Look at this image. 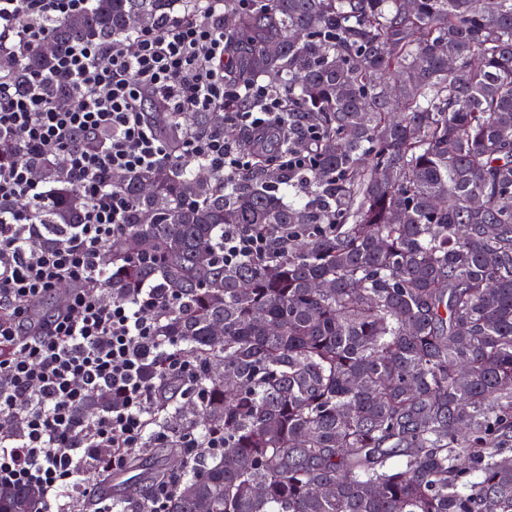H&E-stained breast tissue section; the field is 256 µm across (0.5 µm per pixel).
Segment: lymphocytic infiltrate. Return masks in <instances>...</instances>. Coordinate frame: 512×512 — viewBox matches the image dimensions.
<instances>
[{
  "instance_id": "obj_1",
  "label": "lymphocytic infiltrate",
  "mask_w": 512,
  "mask_h": 512,
  "mask_svg": "<svg viewBox=\"0 0 512 512\" xmlns=\"http://www.w3.org/2000/svg\"><path fill=\"white\" fill-rule=\"evenodd\" d=\"M92 0H0V54L18 57L51 33V21L87 11ZM159 20L122 39L75 42L51 74L17 86L0 74V144L63 162L67 182L89 199L81 223L49 228L39 207L50 194L29 164L0 168V487H33L43 500L97 484H80L88 464L99 481L124 470L149 438L168 433L155 420L158 389L145 375L195 380L199 364L155 334V320L174 294L151 284L115 300L103 298L104 253L126 234L128 201L113 176L149 174L177 159L234 178L250 169L242 142L222 129H187L177 145L163 141L149 109L180 118L220 112L226 125L258 133L282 124L284 102L267 86L230 88L224 79L228 41L224 0ZM271 242L249 227H224V260L267 253ZM66 293H59V286ZM59 294L51 314L36 311ZM109 391L111 412L89 414L86 398Z\"/></svg>"
}]
</instances>
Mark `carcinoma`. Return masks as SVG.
I'll use <instances>...</instances> for the list:
<instances>
[{"instance_id": "cac0c4a2", "label": "carcinoma", "mask_w": 512, "mask_h": 512, "mask_svg": "<svg viewBox=\"0 0 512 512\" xmlns=\"http://www.w3.org/2000/svg\"><path fill=\"white\" fill-rule=\"evenodd\" d=\"M177 0H94L53 47L0 61L22 82L53 53L147 29ZM235 87L261 78L312 163L193 176L179 161L121 179L127 236L106 287L179 305L156 335L200 360L204 392L164 402L175 433L224 434L183 468L168 512H512V0H256L229 28ZM176 144L210 113H154ZM37 168L44 224L87 200ZM310 187L304 205L280 186ZM273 241L224 263V225ZM0 489V512H35Z\"/></svg>"}]
</instances>
